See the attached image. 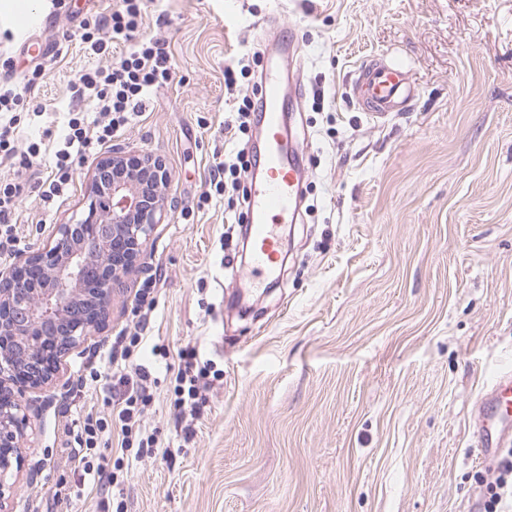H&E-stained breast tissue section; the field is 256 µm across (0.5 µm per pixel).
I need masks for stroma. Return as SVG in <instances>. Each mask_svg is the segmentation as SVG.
Instances as JSON below:
<instances>
[{
  "label": "stroma",
  "instance_id": "obj_1",
  "mask_svg": "<svg viewBox=\"0 0 512 512\" xmlns=\"http://www.w3.org/2000/svg\"><path fill=\"white\" fill-rule=\"evenodd\" d=\"M66 2L57 14L50 0H0L13 81L31 65L20 15L36 8L47 24L46 83L24 139L60 132L90 63L79 23L112 10ZM273 24L300 45L291 129L304 198L276 287L250 288L247 262L225 264L240 226L210 173L238 106L224 69L245 55L260 72L259 35ZM150 37L174 78L112 145L165 164L167 212L102 326L27 393L20 453L39 476L18 477L6 512H472L497 475L478 457L473 402L512 359V0H146L120 48ZM382 55L410 62L416 94L376 122L344 85ZM92 168L77 169L63 203L24 198L22 251L78 219ZM148 278L158 293L147 313L134 298ZM141 320L148 346L131 361L152 374L144 423L162 445L125 450L113 430L101 456L133 463L120 497L90 482L75 496L63 430L112 412L101 390L79 389L78 365ZM185 346L224 371L188 441L171 404Z\"/></svg>",
  "mask_w": 512,
  "mask_h": 512
}]
</instances>
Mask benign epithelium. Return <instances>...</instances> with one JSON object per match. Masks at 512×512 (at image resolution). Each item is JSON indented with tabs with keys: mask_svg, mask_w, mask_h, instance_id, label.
Segmentation results:
<instances>
[{
	"mask_svg": "<svg viewBox=\"0 0 512 512\" xmlns=\"http://www.w3.org/2000/svg\"><path fill=\"white\" fill-rule=\"evenodd\" d=\"M168 180L160 162L112 150L91 172L82 217L0 269V503L24 468L25 393L48 384L61 356L104 321L112 292L161 221Z\"/></svg>",
	"mask_w": 512,
	"mask_h": 512,
	"instance_id": "1",
	"label": "benign epithelium"
}]
</instances>
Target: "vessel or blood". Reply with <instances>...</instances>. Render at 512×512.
I'll use <instances>...</instances> for the list:
<instances>
[{
	"label": "vessel or blood",
	"instance_id": "b4317fda",
	"mask_svg": "<svg viewBox=\"0 0 512 512\" xmlns=\"http://www.w3.org/2000/svg\"><path fill=\"white\" fill-rule=\"evenodd\" d=\"M296 51L294 36L280 33L256 86L264 139L255 157L263 175L251 182L242 216L251 237L248 274L253 278L274 269L279 258L280 227L295 222L302 193L299 147L289 144L284 134L288 103L297 92L286 89L279 64L280 58L293 56ZM347 96L368 118L380 120L405 111L414 93L407 67L374 59L357 67ZM471 427L484 464L496 463L504 448L512 445V367L497 369L487 389L476 397Z\"/></svg>",
	"mask_w": 512,
	"mask_h": 512
}]
</instances>
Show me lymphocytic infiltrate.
<instances>
[{
    "label": "lymphocytic infiltrate",
    "mask_w": 512,
    "mask_h": 512,
    "mask_svg": "<svg viewBox=\"0 0 512 512\" xmlns=\"http://www.w3.org/2000/svg\"><path fill=\"white\" fill-rule=\"evenodd\" d=\"M144 0H121L120 5L103 20L84 21L80 42L93 63L83 69L74 85V103L68 110L64 132L58 138L29 141L25 151H18V114L31 103V96L45 82L43 63H35L22 82L0 80V162H18L30 167L42 153H52L53 169L39 185L40 198L50 203L65 200L78 167L95 158L102 149L120 135L133 121L146 96L168 85L172 79L169 54L157 39H146L120 54L118 62L99 66V58L111 55L112 47L130 37L143 19ZM27 192L25 182L0 180V255L10 253L21 243L18 217ZM142 325H135L129 344L121 351L101 354L88 374L80 375V386L102 379L101 369L112 366V374L123 387L114 419L86 415L81 431L68 449L67 459L82 475L91 476L103 487L117 486L121 478L105 464L98 450L105 443L113 423H120L123 445L138 443L152 448L158 443L155 434L146 432L141 424L144 407L152 400L147 386L149 373L143 365L124 369L117 362L128 359L132 348L142 342ZM178 372L175 377V402L189 413H197L203 401L202 392L209 384L213 365L199 361L195 349L185 347L177 352Z\"/></svg>",
    "instance_id": "f902f5d3"
}]
</instances>
